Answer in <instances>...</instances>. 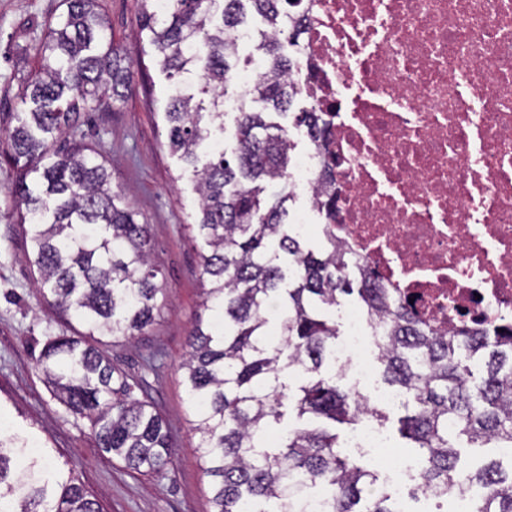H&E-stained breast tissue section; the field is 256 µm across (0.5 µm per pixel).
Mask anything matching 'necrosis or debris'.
Here are the masks:
<instances>
[{"mask_svg": "<svg viewBox=\"0 0 512 512\" xmlns=\"http://www.w3.org/2000/svg\"><path fill=\"white\" fill-rule=\"evenodd\" d=\"M291 79L323 128L288 188L301 231L331 235L439 332L512 329V0H302ZM334 354L371 386L369 325Z\"/></svg>", "mask_w": 512, "mask_h": 512, "instance_id": "obj_1", "label": "necrosis or debris"}]
</instances>
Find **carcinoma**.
I'll list each match as a JSON object with an SVG mask.
<instances>
[{
    "instance_id": "cac0c4a2",
    "label": "carcinoma",
    "mask_w": 512,
    "mask_h": 512,
    "mask_svg": "<svg viewBox=\"0 0 512 512\" xmlns=\"http://www.w3.org/2000/svg\"><path fill=\"white\" fill-rule=\"evenodd\" d=\"M65 2L41 42L40 68L23 89L4 151L40 291L82 327L49 338L39 366L70 410L90 420L103 451L134 472L160 473L173 455L167 420L89 343L142 334L163 294L151 226L112 190L111 172L79 124L81 112H108L130 89L133 58L105 36L98 0ZM296 2L169 0L160 16L155 0H141L140 31L168 79L198 77L197 92L169 97L165 118L169 149L192 169L195 228L209 247L202 305L211 316L195 323L181 369L211 512H304L301 495L311 488L328 492V512H396L392 497L374 489V471L341 456L336 434L321 426L382 418L338 385L342 371L327 373L336 368L339 336L328 311L354 292L374 329L382 379L404 397L400 431L420 454L421 487L448 494L479 486L472 512H512V470L492 460L464 473L449 440L512 446V336L422 329L370 272L354 273L335 242L314 251L286 224L293 152L287 129L266 111L284 115L294 102L284 45L298 36ZM248 7L265 22L255 51L267 68L241 95L231 155L202 154L200 146L224 131L239 53L231 34L246 23ZM256 102L264 111L252 109ZM273 182L282 190L269 197ZM28 443L20 433L0 440V512H101L73 468L50 462L45 448L29 453Z\"/></svg>"
}]
</instances>
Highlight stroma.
<instances>
[{
    "label": "stroma",
    "mask_w": 512,
    "mask_h": 512,
    "mask_svg": "<svg viewBox=\"0 0 512 512\" xmlns=\"http://www.w3.org/2000/svg\"><path fill=\"white\" fill-rule=\"evenodd\" d=\"M115 46L139 61L131 91L111 111L81 119L85 141L112 172V188L125 193L140 222L151 225L153 257L163 293L155 323L143 335L117 340L104 352L125 374L137 397L148 398L167 419L174 442L171 464L159 474H137L102 452L87 419L54 395L38 367L49 337L71 333L36 284L29 236L16 223L14 173L0 164V420L52 450L54 463L70 462L84 488L105 512H209V479L196 448L180 363L200 305L202 243L194 239V181L167 147L164 118L170 82L137 19L141 0H99ZM63 0H0V148L15 124L19 95L38 69L47 27L63 13ZM155 369H147V362Z\"/></svg>",
    "instance_id": "35a3bbf8"
}]
</instances>
